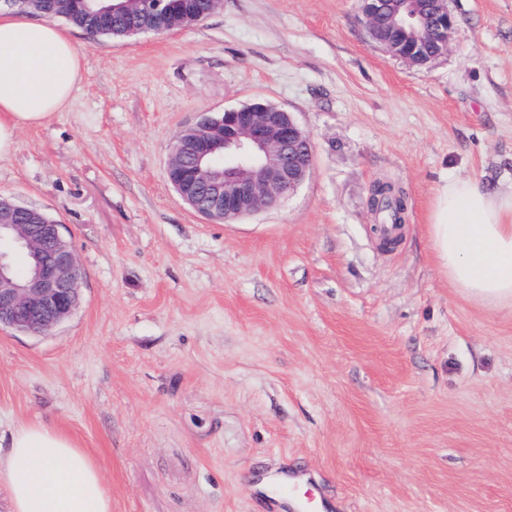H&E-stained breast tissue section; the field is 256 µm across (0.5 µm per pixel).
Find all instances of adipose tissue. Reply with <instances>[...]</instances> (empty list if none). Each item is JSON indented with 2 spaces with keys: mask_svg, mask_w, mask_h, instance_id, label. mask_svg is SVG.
<instances>
[{
  "mask_svg": "<svg viewBox=\"0 0 512 512\" xmlns=\"http://www.w3.org/2000/svg\"><path fill=\"white\" fill-rule=\"evenodd\" d=\"M81 64L55 24L0 16V159L14 152L20 129L69 106ZM429 235L453 285L483 306L512 309V191L488 190L474 178L445 182ZM0 486L10 512H112L95 460L55 427L15 428L0 448Z\"/></svg>",
  "mask_w": 512,
  "mask_h": 512,
  "instance_id": "obj_1",
  "label": "adipose tissue"
}]
</instances>
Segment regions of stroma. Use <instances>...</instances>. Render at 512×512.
<instances>
[{
  "mask_svg": "<svg viewBox=\"0 0 512 512\" xmlns=\"http://www.w3.org/2000/svg\"><path fill=\"white\" fill-rule=\"evenodd\" d=\"M446 56L405 66L358 0H223L167 34L93 36L66 111L17 133L0 195L65 224L81 302L0 329V438L64 430L112 512H266L309 472L333 512H512V309L470 301L428 238L445 181L512 189V0H449ZM256 100L314 145L303 184L231 224L166 178L173 135ZM400 186L401 239L368 189Z\"/></svg>",
  "mask_w": 512,
  "mask_h": 512,
  "instance_id": "stroma-1",
  "label": "stroma"
}]
</instances>
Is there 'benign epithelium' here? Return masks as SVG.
Segmentation results:
<instances>
[{
	"label": "benign epithelium",
	"instance_id": "1",
	"mask_svg": "<svg viewBox=\"0 0 512 512\" xmlns=\"http://www.w3.org/2000/svg\"><path fill=\"white\" fill-rule=\"evenodd\" d=\"M98 14L119 17L142 0H93ZM371 41L410 68H425L446 55L456 28L448 0H360ZM181 17L161 12L144 32H172ZM313 145L292 113L255 101L205 115L173 136L166 177L178 197L205 218L234 223L277 206L308 177ZM24 207L0 197V328L45 335L71 317L80 304L83 276L75 249L58 223L22 218ZM31 262L23 278L15 263Z\"/></svg>",
	"mask_w": 512,
	"mask_h": 512
}]
</instances>
